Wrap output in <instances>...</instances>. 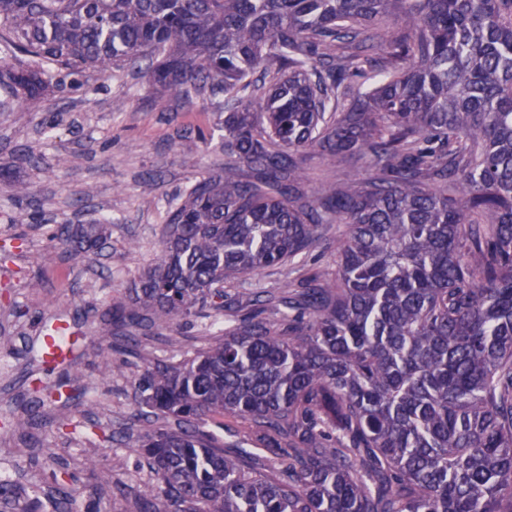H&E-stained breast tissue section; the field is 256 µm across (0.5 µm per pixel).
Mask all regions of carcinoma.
Masks as SVG:
<instances>
[{
  "label": "carcinoma",
  "instance_id": "1",
  "mask_svg": "<svg viewBox=\"0 0 512 512\" xmlns=\"http://www.w3.org/2000/svg\"><path fill=\"white\" fill-rule=\"evenodd\" d=\"M64 70L224 112V172L173 206L116 324L222 312L224 280L349 227L335 279L147 366L138 412L176 428L139 440L136 512H512V0H0V113ZM307 150L369 176L307 196ZM224 416L263 454L199 430Z\"/></svg>",
  "mask_w": 512,
  "mask_h": 512
}]
</instances>
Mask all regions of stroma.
I'll list each match as a JSON object with an SVG mask.
<instances>
[{
	"mask_svg": "<svg viewBox=\"0 0 512 512\" xmlns=\"http://www.w3.org/2000/svg\"><path fill=\"white\" fill-rule=\"evenodd\" d=\"M218 104L187 102L161 94L143 75L117 71L82 80L62 75L45 98L0 115V159L11 160L18 179L30 184L33 220L22 224L10 190L0 182V479L22 493L0 499V512H19L38 495L43 512L76 493L78 512H132L135 498L154 476L136 451L140 436L173 428V420L137 418L136 386L147 361L181 360L213 340L220 315H205L168 328L115 327L111 296L124 292L160 254L168 213L194 181L183 165L224 168V131ZM67 159L46 173L38 158ZM313 194L323 184L365 177L366 159L331 164L306 154ZM93 195H86L87 186ZM110 215L101 253L75 254L52 241L59 224H93ZM342 224L321 227V241L285 266L231 278L224 300L248 305L262 291H276L312 271L333 274ZM40 288H29L30 280ZM65 326L70 351L46 354V328ZM111 350L115 370L102 378L100 361ZM23 415L22 430L3 421ZM67 473L65 484L55 476Z\"/></svg>",
	"mask_w": 512,
	"mask_h": 512,
	"instance_id": "1",
	"label": "stroma"
}]
</instances>
